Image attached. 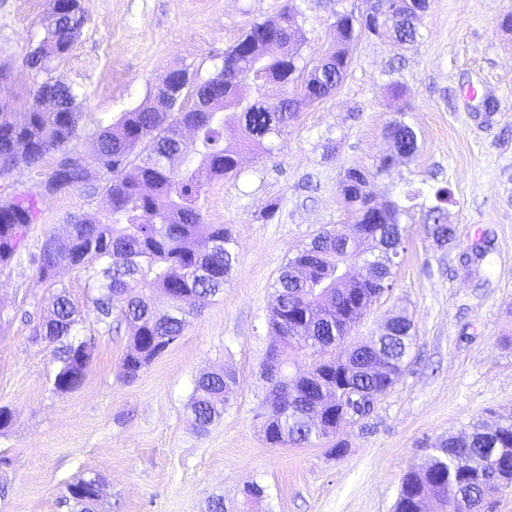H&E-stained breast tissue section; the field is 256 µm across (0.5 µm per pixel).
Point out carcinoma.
Here are the masks:
<instances>
[{
    "label": "carcinoma",
    "mask_w": 512,
    "mask_h": 512,
    "mask_svg": "<svg viewBox=\"0 0 512 512\" xmlns=\"http://www.w3.org/2000/svg\"><path fill=\"white\" fill-rule=\"evenodd\" d=\"M366 10L390 24L392 39L402 48L421 37L417 0H365ZM349 11L335 13L336 43L317 60L301 53L297 18L303 15L298 0H286L276 21H254L227 49L220 69L200 79L179 68L190 79L187 89L174 94L156 85L137 107L89 136V148L80 152L73 141L80 137L79 122L85 95L73 85L47 79L36 84L32 99L48 86L55 88V111L28 112L17 121L0 112V179L18 165H38L49 155L57 159L43 191L58 194L84 188L92 171L103 175L102 190L110 202L105 219L78 216L64 237L46 236L34 260L38 279L54 286L63 268H80L86 277L88 298L97 313L99 332L125 326L129 345L121 360L123 374L135 379L166 347L177 341L188 317L199 312L201 301L224 293L233 264L236 241L228 224L205 223L201 197L206 187L238 167L240 146L271 152L303 108L339 88L351 64L349 44L371 26L353 29ZM83 9L51 20L46 36L26 64L48 73L60 60L58 50L74 43L87 23ZM211 85L216 95L200 101L193 89ZM193 98L188 107L185 100ZM193 127L195 139L186 144L184 126ZM237 127L239 139L224 143V128ZM385 134L395 153L379 161L376 172L361 186L350 184V172L340 191L355 224L370 225V237L347 239L338 229L322 230L288 259L275 283V302L269 325L275 337L263 365L268 375L262 424L266 441L274 446L304 444L335 437L349 425L347 417L319 419L316 406L322 396L336 397L345 410L368 413L379 397L394 385L391 379L370 372L381 361L399 377L413 345V322L404 310L395 313L389 332L369 342L364 355L346 340L364 316L365 302L393 286L398 258L406 250V212L395 202L373 204L372 180L391 168L393 158L410 157L418 150V136L409 124L394 120ZM135 173L126 174L127 166ZM429 208L430 233L443 246L454 237L448 224V190L435 194ZM37 220L34 194L12 191L0 198V266L20 259L30 227ZM350 252L372 263L359 279H336L337 256ZM142 284L132 292L130 283ZM168 298V310L154 306V295ZM77 310L67 291L51 295L49 316L31 322V335L53 348L59 362L56 373L74 371L73 354L81 348L92 361L95 339L77 334ZM319 357L309 378L292 381L286 373L271 375L274 365L288 366L291 355ZM235 378L224 370L196 379L187 409L201 431L224 415L233 396ZM512 486V417L489 428L475 423L431 445L424 468L404 475L394 512H422L427 501L441 502L442 512H493L494 498Z\"/></svg>",
    "instance_id": "cac0c4a2"
}]
</instances>
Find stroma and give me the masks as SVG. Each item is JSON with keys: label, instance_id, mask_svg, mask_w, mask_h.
<instances>
[{"label": "stroma", "instance_id": "1", "mask_svg": "<svg viewBox=\"0 0 512 512\" xmlns=\"http://www.w3.org/2000/svg\"><path fill=\"white\" fill-rule=\"evenodd\" d=\"M284 0H81L88 16L49 77L85 91L84 132L142 103L172 69L207 77L248 22L275 18ZM304 0L302 54L315 58L335 39L338 5ZM51 0H0V98L27 111L43 74L25 59L51 22ZM512 0H430L422 37L394 46L388 28L355 40L339 89L303 108L272 154L245 149L236 171L212 182L206 223L231 225L237 261L223 295L205 299L183 335L132 381L120 367L126 335H97V316L79 269L60 270L79 310L78 329L97 349L80 387L58 393L59 364L30 339L25 312H48V293L30 263L46 236L72 215H105L103 196L42 192L51 161L16 168L12 188L37 196L39 217L23 260L0 269V512H67L68 484L103 479L98 512H206L215 495L241 500L264 487L260 512H394L403 476L422 468L430 445L475 421L512 413ZM404 118L418 151L396 159L372 184L376 202L406 207V250L392 290L368 306L352 341L379 335L399 307L414 322L400 380L361 424L344 428V454L331 441L273 446L261 432V375L272 337L274 283L297 249L324 228L348 222L339 191L345 170L375 168L390 145L384 129ZM450 189L455 236L439 246L427 211ZM423 189L409 201L404 193ZM486 248L478 275L450 272L460 254ZM226 369L236 394L223 419L198 431L186 410L196 377Z\"/></svg>", "mask_w": 512, "mask_h": 512}]
</instances>
